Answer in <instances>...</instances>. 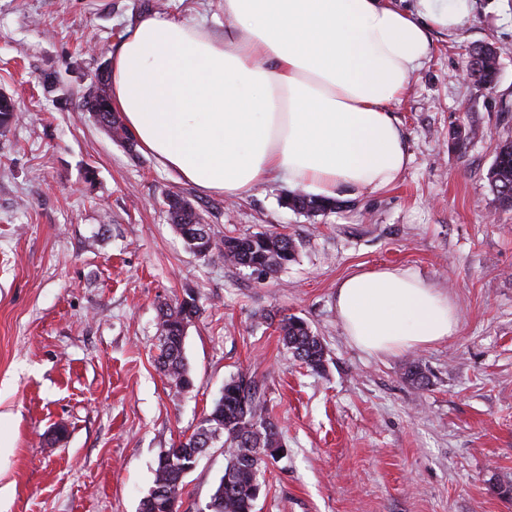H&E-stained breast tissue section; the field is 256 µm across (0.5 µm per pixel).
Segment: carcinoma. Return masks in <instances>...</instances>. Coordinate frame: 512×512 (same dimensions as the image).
Masks as SVG:
<instances>
[{
	"label": "carcinoma",
	"instance_id": "cac0c4a2",
	"mask_svg": "<svg viewBox=\"0 0 512 512\" xmlns=\"http://www.w3.org/2000/svg\"><path fill=\"white\" fill-rule=\"evenodd\" d=\"M466 71L474 81L492 86L499 64L489 59L485 46L472 48ZM110 72L97 75V85L86 97L88 112H99L100 121L112 115L109 95ZM15 102L0 94V131L16 123ZM499 207L512 210V141L497 147L486 175ZM189 200L177 192L165 194L162 204L168 222L196 256L214 255L225 263L276 274L295 260L297 246L292 237L278 232H257L244 236L219 235L196 207L185 208ZM288 207L316 216L335 208V203L307 194H288ZM193 296L180 302L159 303L160 347L156 361L171 387L183 391L193 385L185 354L182 323L199 316ZM283 345L292 357L313 372L324 368L325 346L304 320L284 315L278 320ZM281 432L272 418L262 384L256 376L240 373L224 382V393L216 399L192 432L159 453L153 486L141 501L140 512H179L187 469L212 448L224 450V474L205 506V512H256L257 500L267 472V459H276L282 449Z\"/></svg>",
	"mask_w": 512,
	"mask_h": 512
}]
</instances>
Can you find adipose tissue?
<instances>
[{
    "label": "adipose tissue",
    "instance_id": "obj_1",
    "mask_svg": "<svg viewBox=\"0 0 512 512\" xmlns=\"http://www.w3.org/2000/svg\"><path fill=\"white\" fill-rule=\"evenodd\" d=\"M469 0H224L230 27L140 18L112 52L111 106L139 148L204 193L240 197L272 179L333 199L395 185L409 163L393 108ZM346 336L395 354L455 333L457 308L409 270L378 267L336 288Z\"/></svg>",
    "mask_w": 512,
    "mask_h": 512
}]
</instances>
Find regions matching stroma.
I'll list each match as a JSON object with an SVG mask.
<instances>
[{
	"mask_svg": "<svg viewBox=\"0 0 512 512\" xmlns=\"http://www.w3.org/2000/svg\"><path fill=\"white\" fill-rule=\"evenodd\" d=\"M158 11L225 25L224 0H0V91L20 108L0 133V512H139L160 451L241 372L263 383L288 447L259 512H512V211L486 181L512 141V0H472L463 27L433 33L394 107L401 180L316 216L286 207L280 180L201 193L84 114L112 47ZM485 44L502 50L490 89L463 76ZM171 190L224 233L291 234L296 261L265 276L194 256L161 207ZM381 266L448 293L456 332L396 355L355 346L336 287ZM189 293L194 386L179 393L156 366L158 303ZM274 315L322 337L321 372L293 360ZM223 472L211 449L181 512H202Z\"/></svg>",
	"mask_w": 512,
	"mask_h": 512,
	"instance_id": "obj_1",
	"label": "stroma"
}]
</instances>
